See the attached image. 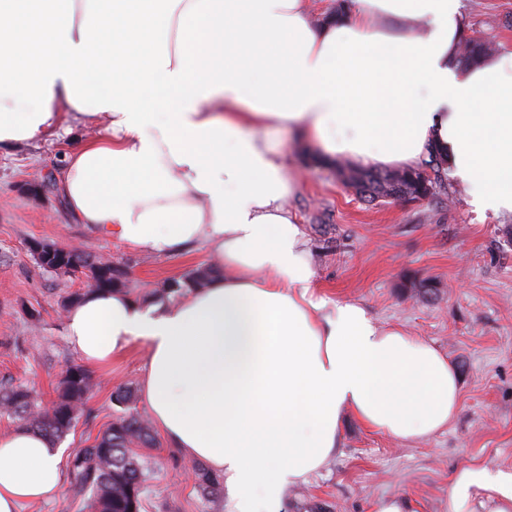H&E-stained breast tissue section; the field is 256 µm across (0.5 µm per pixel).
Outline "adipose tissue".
I'll return each instance as SVG.
<instances>
[{"instance_id":"adipose-tissue-1","label":"adipose tissue","mask_w":512,"mask_h":512,"mask_svg":"<svg viewBox=\"0 0 512 512\" xmlns=\"http://www.w3.org/2000/svg\"><path fill=\"white\" fill-rule=\"evenodd\" d=\"M0 0V144L103 119L68 155L76 219L142 251L209 246V283L163 309L93 293L64 313L80 359L148 350L141 395L171 447L224 478L227 512H282L340 446L343 414L409 442L448 427V358L321 294L270 130L327 159L414 166L447 154L484 214L512 212V50L456 61L461 0ZM64 448L0 436V512L56 497ZM448 512H512V469L451 477Z\"/></svg>"}]
</instances>
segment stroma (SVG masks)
Wrapping results in <instances>:
<instances>
[{
  "label": "stroma",
  "instance_id": "stroma-1",
  "mask_svg": "<svg viewBox=\"0 0 512 512\" xmlns=\"http://www.w3.org/2000/svg\"><path fill=\"white\" fill-rule=\"evenodd\" d=\"M465 27L512 49V0H462ZM99 128L0 146V382L25 384L50 399L62 370L78 363L64 332L62 301L84 280L57 276L33 260L30 241L62 243L126 263L136 302L167 307L157 284L205 265L200 243L152 255L79 224L59 192L65 154ZM298 186L288 201L305 233L324 294L362 305L382 326L432 342L460 379V410L442 433L399 443L353 417L342 422L341 446L325 470L289 488L283 512H371L375 500L406 498L410 512H448L452 472L471 463L512 465V212L474 213L466 186L447 179L437 196L370 204L289 131L273 134ZM433 286V294L423 286ZM144 349L112 369L95 370L97 386L75 428L61 439L67 453L89 444L111 422L115 387L139 388ZM151 473L146 512H225L205 499L196 463L164 436L142 449Z\"/></svg>",
  "mask_w": 512,
  "mask_h": 512
}]
</instances>
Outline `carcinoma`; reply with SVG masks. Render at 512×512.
<instances>
[{"label":"carcinoma","instance_id":"carcinoma-1","mask_svg":"<svg viewBox=\"0 0 512 512\" xmlns=\"http://www.w3.org/2000/svg\"><path fill=\"white\" fill-rule=\"evenodd\" d=\"M493 52L490 42L479 36L464 35L459 42L457 62L466 68L475 66ZM427 169L434 173V178L428 180L431 190L426 195L430 196L443 183L448 171V158L433 147L418 167L384 171L350 168L343 177L347 184L362 190L365 201L372 203L382 199L397 200L414 193ZM74 267L82 269L87 278L84 294L129 293L136 287L129 273L123 278L111 275L115 268L112 261L75 248L67 253L66 267L60 273L72 277ZM212 275L211 268L200 267L179 279L165 281L155 294L179 298L204 287ZM95 386L96 380L89 370L69 364L60 374L55 397L48 403L38 399L35 391L27 386L0 387V414L10 417L20 427L56 441L75 427ZM112 401L124 412L116 415L91 444L78 449L70 461L75 477V496L84 501L86 512H143L147 465L136 449L153 446V430L147 418L131 411L134 402L131 388H115ZM195 474L205 495L217 494L220 481L216 475L200 467L196 468Z\"/></svg>","mask_w":512,"mask_h":512}]
</instances>
